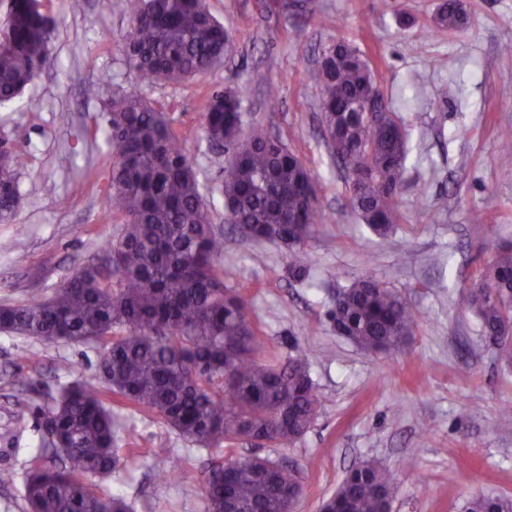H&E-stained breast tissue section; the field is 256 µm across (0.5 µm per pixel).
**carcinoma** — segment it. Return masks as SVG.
Instances as JSON below:
<instances>
[{
  "mask_svg": "<svg viewBox=\"0 0 512 512\" xmlns=\"http://www.w3.org/2000/svg\"><path fill=\"white\" fill-rule=\"evenodd\" d=\"M36 0H8L0 27V103L24 90L49 62L51 30ZM133 23L124 56L145 80L179 83L220 65L235 48L230 31L205 0H121ZM459 0H441L438 27L464 23ZM322 56L336 60L318 74L327 141L350 183L349 206L387 239L401 213L397 190L407 135L387 118L375 126L360 112L379 80L345 40ZM239 89L212 92L202 113L206 136L224 141L222 194L227 218L254 239L294 253L321 222L305 161L266 127L247 125ZM108 136L115 149L112 206L123 217L118 240L102 257L112 266L76 272L48 296L0 306V330L44 342L98 343L104 354L95 385L73 381L42 414L55 447L49 464L24 478L27 512H130L119 495L89 483L120 461V427L112 402L155 415L205 449L238 440L288 446L315 423L320 399L304 349L284 364L264 356L265 344L247 318V303L224 287V234L211 223L196 171L166 114L136 94L112 99ZM11 151L0 157V223L19 204ZM468 305L484 338L512 363V246L472 280ZM336 333L365 352L397 351L418 324L407 302L370 277L341 291L329 313ZM223 480H206L207 512H290L299 490L262 462L226 461ZM390 475L376 462L352 468L322 512H389ZM467 512H512L510 497H478Z\"/></svg>",
  "mask_w": 512,
  "mask_h": 512,
  "instance_id": "cac0c4a2",
  "label": "carcinoma"
}]
</instances>
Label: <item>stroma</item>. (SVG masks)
I'll use <instances>...</instances> for the list:
<instances>
[{"mask_svg":"<svg viewBox=\"0 0 512 512\" xmlns=\"http://www.w3.org/2000/svg\"><path fill=\"white\" fill-rule=\"evenodd\" d=\"M206 0L231 31L224 63L187 84L148 83L129 69L124 46L132 21L106 0H39L52 23L51 64L21 96L0 105V140L20 156V205L0 223V304L50 293L116 240L121 219L109 198L114 152L105 105L138 94L163 107L196 169L211 221L224 233V284L245 296L248 319L267 356L307 350L320 396L315 424L295 444L204 450L161 419L122 409L129 446L111 474L97 478L131 512H206L203 483L220 460L253 454L297 470L292 512H320L346 472L365 460L389 470L392 512H466L482 495L512 496V366L485 341L467 306L475 271L497 244L512 242V0H463L459 29L433 24L439 0ZM343 39L381 74L380 89L408 136L398 200L404 219L389 239L376 236L348 207V179L323 132L315 74L325 46ZM457 83L458 98L443 99ZM99 85L98 96L86 95ZM276 86V102L265 96ZM244 90V108L301 156L326 219L304 251L289 253L243 236L225 219L223 174L202 127L204 98ZM304 264L305 280L291 278ZM41 281H33V273ZM362 276L400 295L420 321L394 352L367 353L336 334L328 312L336 295ZM95 344L44 343L0 331V512H26L25 474L37 463L40 417L58 389L91 381ZM182 457L180 475L155 456Z\"/></svg>","mask_w":512,"mask_h":512,"instance_id":"35a3bbf8","label":"stroma"}]
</instances>
